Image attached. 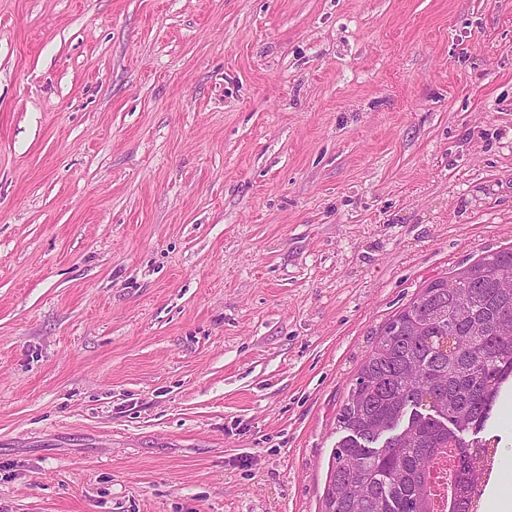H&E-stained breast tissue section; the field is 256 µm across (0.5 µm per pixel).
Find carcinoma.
Returning a JSON list of instances; mask_svg holds the SVG:
<instances>
[{
    "instance_id": "obj_1",
    "label": "carcinoma",
    "mask_w": 512,
    "mask_h": 512,
    "mask_svg": "<svg viewBox=\"0 0 512 512\" xmlns=\"http://www.w3.org/2000/svg\"><path fill=\"white\" fill-rule=\"evenodd\" d=\"M512 248L429 282L380 329L337 416L345 435L327 473L323 512H431V464L457 449L447 512H479L480 467L512 381Z\"/></svg>"
}]
</instances>
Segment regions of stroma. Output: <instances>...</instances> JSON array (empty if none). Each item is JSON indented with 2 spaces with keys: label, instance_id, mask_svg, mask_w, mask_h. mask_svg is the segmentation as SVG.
<instances>
[{
  "label": "stroma",
  "instance_id": "1",
  "mask_svg": "<svg viewBox=\"0 0 512 512\" xmlns=\"http://www.w3.org/2000/svg\"><path fill=\"white\" fill-rule=\"evenodd\" d=\"M512 247V0H0V512H321L379 328Z\"/></svg>",
  "mask_w": 512,
  "mask_h": 512
}]
</instances>
